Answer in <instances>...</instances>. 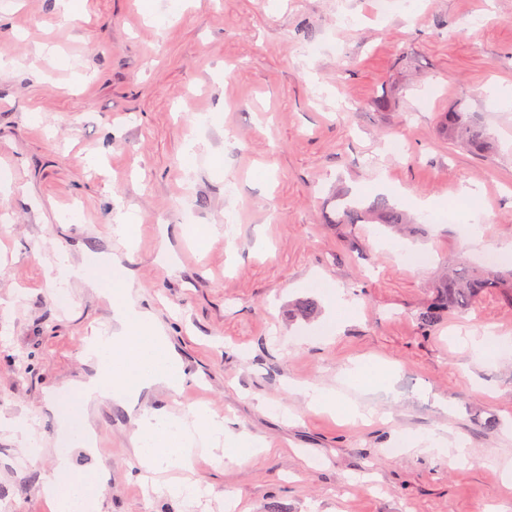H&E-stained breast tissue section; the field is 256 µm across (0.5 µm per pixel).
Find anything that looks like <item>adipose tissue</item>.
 Listing matches in <instances>:
<instances>
[{
  "label": "adipose tissue",
  "mask_w": 512,
  "mask_h": 512,
  "mask_svg": "<svg viewBox=\"0 0 512 512\" xmlns=\"http://www.w3.org/2000/svg\"><path fill=\"white\" fill-rule=\"evenodd\" d=\"M55 266L67 279L87 282L112 297L111 327L95 332L85 349L91 373L81 385L74 412L83 414L89 404L104 399L132 407L143 392L156 385L179 391L185 378L183 364L153 313L140 306L132 280L120 271L119 259L103 255L90 266L72 263L62 252ZM387 373V367L379 363L370 367L356 364L341 371L337 386L296 383L292 389L310 408L362 420L369 407L359 399V391L382 384ZM134 423L132 453L139 468L147 472L191 469L195 455L205 448L233 449V458L240 463L253 460L263 450L262 443L252 436L225 431L223 419L207 408L188 417L145 409ZM57 456V471L44 483L43 491L55 512H83L101 486L73 477L70 450L58 451Z\"/></svg>",
  "instance_id": "obj_1"
}]
</instances>
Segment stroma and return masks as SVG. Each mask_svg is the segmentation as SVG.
I'll list each match as a JSON object with an SVG mask.
<instances>
[{
  "instance_id": "1",
  "label": "stroma",
  "mask_w": 512,
  "mask_h": 512,
  "mask_svg": "<svg viewBox=\"0 0 512 512\" xmlns=\"http://www.w3.org/2000/svg\"><path fill=\"white\" fill-rule=\"evenodd\" d=\"M13 3L0 21V53L19 61L0 71V417L27 415L40 445L0 432V512H51L42 482L73 433L56 399L90 373L91 328L112 322L109 301L59 282L60 251L118 255L182 359L183 390L141 407L207 406L268 446L247 464L199 459L196 494L173 499L169 475L139 479L126 410L92 405L98 452H73L77 474L104 475L91 512H512V354L483 363L462 342L512 337V306L493 294L433 328L417 320L449 258L478 265L512 245V101L491 96L512 88V0H84L65 26L59 0ZM463 98L497 154L441 133ZM337 186L407 196L414 219L427 201L439 219L403 238L332 224ZM466 186L476 212L442 219ZM119 208L142 218L135 246L109 230ZM189 218L217 226L205 249L186 240ZM337 288L353 304L343 320ZM303 297L312 319L293 315ZM375 358L393 379L363 394L369 423L288 389ZM439 429L465 457L396 447Z\"/></svg>"
}]
</instances>
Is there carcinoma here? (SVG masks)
<instances>
[{
	"label": "carcinoma",
	"instance_id": "carcinoma-1",
	"mask_svg": "<svg viewBox=\"0 0 512 512\" xmlns=\"http://www.w3.org/2000/svg\"><path fill=\"white\" fill-rule=\"evenodd\" d=\"M440 127L449 139L467 150L482 154L495 152L496 142L486 129L474 121L461 103L440 116ZM336 216L330 222L336 224H381L394 232L409 230L411 220L384 196L369 203L353 198L347 193L337 195ZM495 293L512 304V270L491 267L476 268L457 261L448 268V278L436 289L434 297L418 313L419 323L427 328L438 324L448 314L475 312L481 300ZM296 314L309 319L318 313V302L313 298H301L294 303Z\"/></svg>",
	"mask_w": 512,
	"mask_h": 512
}]
</instances>
